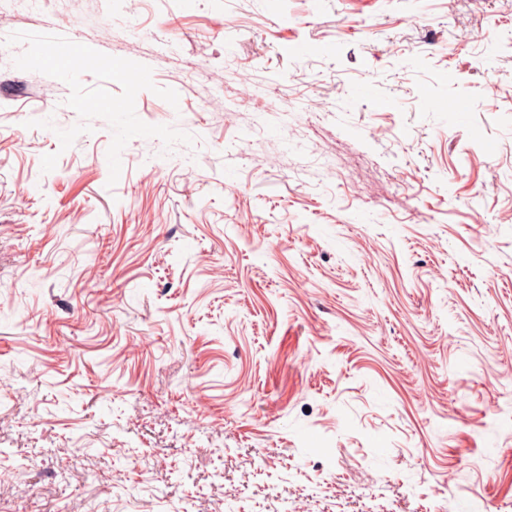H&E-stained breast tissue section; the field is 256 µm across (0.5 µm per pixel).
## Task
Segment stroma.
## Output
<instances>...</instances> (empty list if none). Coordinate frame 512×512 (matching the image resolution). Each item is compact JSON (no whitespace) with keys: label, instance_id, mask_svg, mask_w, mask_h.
I'll return each mask as SVG.
<instances>
[{"label":"stroma","instance_id":"1","mask_svg":"<svg viewBox=\"0 0 512 512\" xmlns=\"http://www.w3.org/2000/svg\"><path fill=\"white\" fill-rule=\"evenodd\" d=\"M126 6L0 0V512H512V0Z\"/></svg>","mask_w":512,"mask_h":512}]
</instances>
